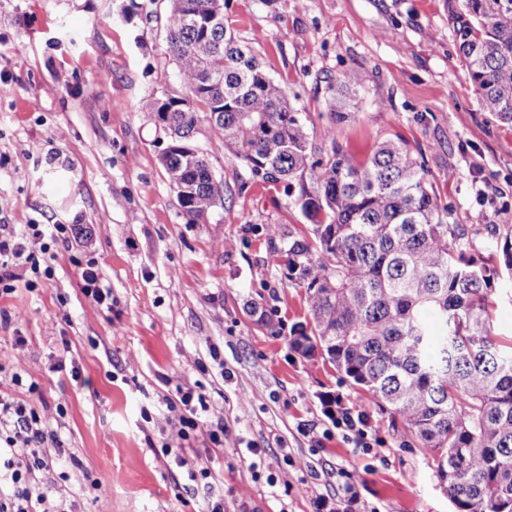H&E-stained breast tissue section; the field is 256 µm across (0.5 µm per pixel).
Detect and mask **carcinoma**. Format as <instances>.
Wrapping results in <instances>:
<instances>
[{
  "label": "carcinoma",
  "mask_w": 512,
  "mask_h": 512,
  "mask_svg": "<svg viewBox=\"0 0 512 512\" xmlns=\"http://www.w3.org/2000/svg\"><path fill=\"white\" fill-rule=\"evenodd\" d=\"M215 0H165L169 62L184 93L153 100L170 113L169 143L194 147L206 123L213 145L234 151L263 180L283 182L309 233L278 224L270 246L304 289L308 322L291 345L321 354L374 398L407 447L432 460L455 512H512V349L493 338L492 286L512 281V227L481 235L450 224L429 171L398 137L368 156L344 151L330 113L325 148L310 143L291 106L246 42L211 15ZM448 23L485 109L512 128V0H448ZM360 84L348 68L332 99ZM189 224H204L224 194L209 155L189 164L162 154ZM502 253L490 267L481 252Z\"/></svg>",
  "instance_id": "1"
}]
</instances>
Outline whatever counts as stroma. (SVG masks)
Wrapping results in <instances>:
<instances>
[{"label": "stroma", "instance_id": "35a3bbf8", "mask_svg": "<svg viewBox=\"0 0 512 512\" xmlns=\"http://www.w3.org/2000/svg\"><path fill=\"white\" fill-rule=\"evenodd\" d=\"M127 2L0 0V225L69 227L50 244L52 276L20 265L0 297V398L29 402L61 442L39 492L64 512H208L217 499L224 512H453L374 399L291 348L304 291L266 238L307 219L283 185L223 149L212 163L224 205L205 224L184 218L148 110L181 91L163 6L124 21ZM224 14L307 115L316 147L329 84L357 68L338 137L348 152L402 135L449 217L470 209L483 231L512 226V129L483 109L446 0H228ZM90 265L105 304L82 291ZM183 390L206 397L223 444L205 428L182 433L166 403ZM344 408L369 415L379 446L343 438L333 414Z\"/></svg>", "mask_w": 512, "mask_h": 512}]
</instances>
